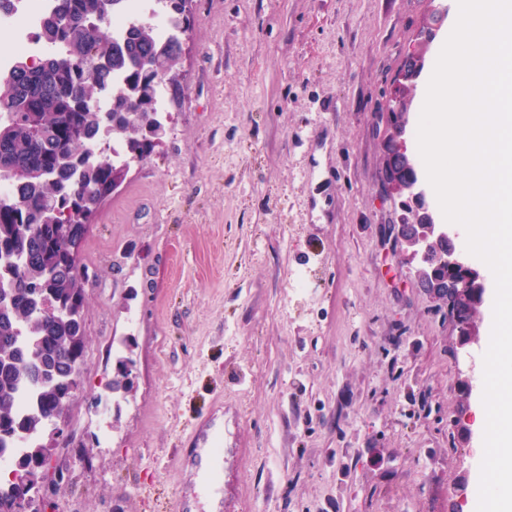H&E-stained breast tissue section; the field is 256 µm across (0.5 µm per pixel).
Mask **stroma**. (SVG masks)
I'll return each instance as SVG.
<instances>
[{
    "instance_id": "1",
    "label": "stroma",
    "mask_w": 512,
    "mask_h": 512,
    "mask_svg": "<svg viewBox=\"0 0 512 512\" xmlns=\"http://www.w3.org/2000/svg\"><path fill=\"white\" fill-rule=\"evenodd\" d=\"M432 0H186L184 95L79 248L86 354L46 512H476L482 348L384 243L392 80ZM134 389L114 403L117 357Z\"/></svg>"
}]
</instances>
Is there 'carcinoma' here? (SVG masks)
<instances>
[{
  "instance_id": "1",
  "label": "carcinoma",
  "mask_w": 512,
  "mask_h": 512,
  "mask_svg": "<svg viewBox=\"0 0 512 512\" xmlns=\"http://www.w3.org/2000/svg\"><path fill=\"white\" fill-rule=\"evenodd\" d=\"M38 33L47 52L38 58L19 56L11 71L0 74V174L12 197L0 206V282L13 283L10 297L0 300V458L27 442L25 454L13 459L26 470L44 450L42 438L50 432V403L68 394V380L76 357L74 336L84 333L82 318H69L61 309L83 308L85 276L72 274L68 247L52 235L53 213L66 208L76 214L97 209L111 192L117 177H126L131 161L108 159L101 132H112L129 155L143 158L159 137L151 129L159 118L158 91L177 87L157 81L158 71H178L179 33L183 27V0H151L155 13H165L173 33L162 43L154 27L132 23L121 37L93 26L102 0H54ZM107 59L105 65L98 64ZM125 74L126 83L112 92L108 108L101 95L110 88L113 73ZM27 98H38L43 112L38 123L42 136L33 139L23 111ZM112 113L111 122H97V113ZM89 132L92 140L61 139L55 128L61 120ZM49 154L55 165L39 174L28 172L32 159ZM31 404L23 408L22 393ZM37 497L41 483L20 487L10 480L0 484V504L20 495Z\"/></svg>"
}]
</instances>
